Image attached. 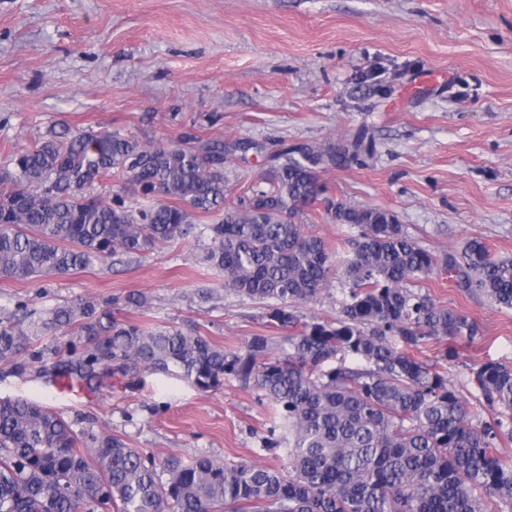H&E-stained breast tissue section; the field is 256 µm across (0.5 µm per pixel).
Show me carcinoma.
I'll return each mask as SVG.
<instances>
[{
  "instance_id": "1",
  "label": "carcinoma",
  "mask_w": 512,
  "mask_h": 512,
  "mask_svg": "<svg viewBox=\"0 0 512 512\" xmlns=\"http://www.w3.org/2000/svg\"><path fill=\"white\" fill-rule=\"evenodd\" d=\"M358 145L282 151L268 187L226 202L221 140L147 146L104 130L65 134L20 151L0 176V277L19 281L84 269L116 254L137 255L182 240L192 216L206 224L205 261L224 290L264 303L277 338L250 337L241 351L201 333L119 319L84 298L43 312L24 309L31 330L0 318V361L17 370L35 360L34 337L61 332L53 376L97 390L107 373L134 376L175 368L199 390L232 376L262 396L284 434L264 449L284 451L269 467L247 460L156 457L52 408L0 399V512H512V457L496 448L512 436V368L481 363L471 372L480 402L495 414L473 422L447 369L419 357L431 341L477 334L474 323L437 304L424 282L440 260L418 245L389 210L328 202L354 231L335 253L300 223L322 200L317 169L356 159ZM121 184L106 198L105 180ZM132 189L149 204L126 205ZM458 287L512 308V258L477 238L445 261ZM347 285L339 317L304 321L331 279ZM361 358L370 368L339 364Z\"/></svg>"
}]
</instances>
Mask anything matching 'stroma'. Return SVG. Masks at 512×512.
<instances>
[{
    "label": "stroma",
    "instance_id": "35a3bbf8",
    "mask_svg": "<svg viewBox=\"0 0 512 512\" xmlns=\"http://www.w3.org/2000/svg\"><path fill=\"white\" fill-rule=\"evenodd\" d=\"M118 131L147 145L250 141L224 165L228 193L271 177L297 143L362 140L345 167L319 169L332 200L392 211L437 256L482 238L512 257V0H0V170L51 132ZM190 235L49 280L0 278V317L18 302L45 310L96 298L120 319L201 332L230 350L266 332L260 303L224 291ZM432 298L477 324L456 344L448 379L472 415L488 418L475 364L512 367V309L457 288L446 271ZM144 292L141 309L123 297ZM42 360L0 362V398L65 419L159 457L210 456L278 465L264 450L272 407L236 378L203 392L141 372L97 392L66 386Z\"/></svg>",
    "mask_w": 512,
    "mask_h": 512
}]
</instances>
